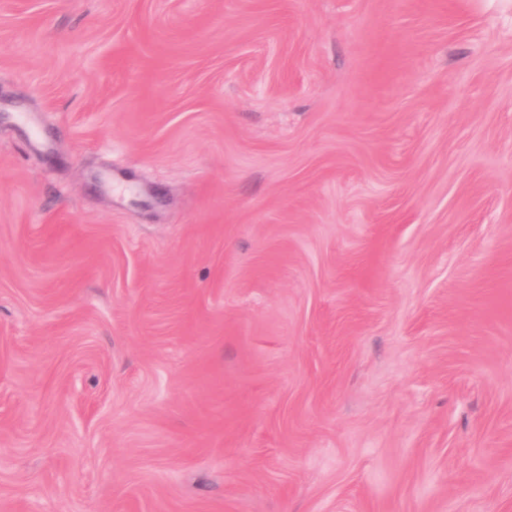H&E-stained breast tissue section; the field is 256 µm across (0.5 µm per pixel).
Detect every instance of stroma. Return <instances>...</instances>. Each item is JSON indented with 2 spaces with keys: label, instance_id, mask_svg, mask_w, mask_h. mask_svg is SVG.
Wrapping results in <instances>:
<instances>
[{
  "label": "stroma",
  "instance_id": "1",
  "mask_svg": "<svg viewBox=\"0 0 512 512\" xmlns=\"http://www.w3.org/2000/svg\"><path fill=\"white\" fill-rule=\"evenodd\" d=\"M0 512H512V0H0Z\"/></svg>",
  "mask_w": 512,
  "mask_h": 512
}]
</instances>
